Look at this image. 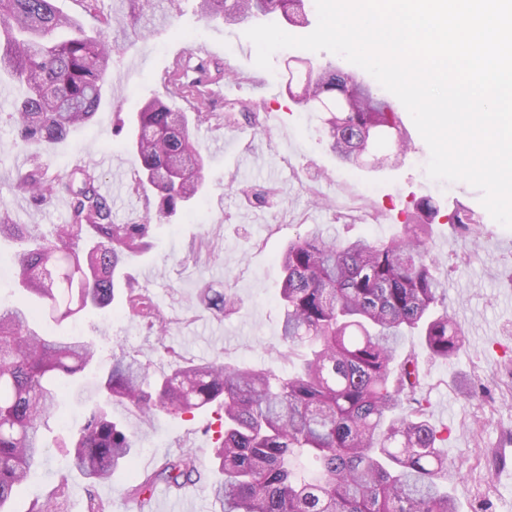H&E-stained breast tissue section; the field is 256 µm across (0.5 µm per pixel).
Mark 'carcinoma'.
<instances>
[{"label":"carcinoma","instance_id":"obj_1","mask_svg":"<svg viewBox=\"0 0 512 512\" xmlns=\"http://www.w3.org/2000/svg\"><path fill=\"white\" fill-rule=\"evenodd\" d=\"M180 0H112V16L94 11L96 34L65 16L56 0H0V77L22 86L15 103L13 146L30 149L29 165L14 187L38 206L58 195L69 215L52 236L18 224L0 207V237L20 242L16 277L22 299L0 308V512L18 486L40 467L44 421L57 403L62 379L83 372L99 343L83 336L53 337L29 319V296L61 324L121 302L158 333L171 319L136 287L126 259L152 248L154 223L189 205L204 187V160L191 123L211 117L197 90L224 74L220 64L191 52L173 61L178 79L165 83L188 109L153 97L136 113L130 139L140 167L131 189L150 191L155 206L140 222L117 223L99 189L101 176L77 165L63 177L43 153L98 112L111 80L118 39H144L170 20ZM306 0H197L206 21L238 24L254 15H278L296 25ZM286 93L326 114L330 151L341 162L386 142L400 164L407 153L398 113L350 72L309 65L289 76ZM440 209L429 199L406 211L400 233L387 240H328L319 229L290 241L280 257L281 338L299 366L288 374L236 366L220 359L191 360L162 346L150 370L136 356L112 355L102 378L106 398L89 407L79 432L60 442L69 466L90 485L109 479L136 447L134 435L112 417L119 402L149 418L157 411L222 412L211 454L222 479L213 484L222 512H457L448 491V461L427 418L416 353L401 352L410 333L430 354L448 359L461 349V332L437 310L442 303L439 261L424 249ZM447 223L477 233L480 217L452 209ZM216 315L235 313L232 295L200 293ZM303 457L308 474L293 462ZM200 475L193 451L146 475L130 495L140 498L158 482L182 487Z\"/></svg>","mask_w":512,"mask_h":512}]
</instances>
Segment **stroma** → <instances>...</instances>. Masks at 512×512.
<instances>
[{
  "instance_id": "stroma-1",
  "label": "stroma",
  "mask_w": 512,
  "mask_h": 512,
  "mask_svg": "<svg viewBox=\"0 0 512 512\" xmlns=\"http://www.w3.org/2000/svg\"><path fill=\"white\" fill-rule=\"evenodd\" d=\"M249 27L246 21L205 22L195 0H182L164 29L113 52L111 97L89 125L71 132L46 157L52 171L62 175L80 164L95 167L111 189L114 219L139 220L144 199L130 188L138 156L119 125L144 100L164 96L158 77L176 52L211 46L214 57L238 75L232 91L215 87L213 116L194 132L206 159L202 193L157 224L152 249L126 264L139 287L171 317L167 333L147 330L115 304L61 326L32 312L31 322L47 334L92 336L101 348L93 366L61 386L56 411L41 428L45 459L16 489L11 512H29L33 502H46L63 479L69 487L66 512H88L93 497L103 500L108 512H142L128 489L188 448L201 471L188 490L199 512H220L210 494L220 478L209 461L218 418L213 408L183 416L159 412L146 420L113 404V416L138 438L134 455L110 481L93 486L65 469L57 443L76 433L87 406L103 398L100 381L113 352L155 364L164 344L188 359L287 369L280 357L279 256L289 240L316 227L329 236L390 239L401 228L404 205L415 196L432 198L444 210L482 208L480 191L468 183L428 177L429 148L401 104L396 110L411 138L402 167L372 171L337 162L322 136V113L308 111L285 93L287 63L310 59L361 78L365 70L339 55L299 48L278 50L271 69L259 68L256 48L245 36ZM18 94L16 86L0 84V203L17 223L37 225L48 234L66 222L68 207L61 197L34 207L14 188L16 172L29 164L28 153L12 145L10 112ZM246 154L258 159V167L239 164ZM426 248L440 261L445 303L463 333V347L449 360L433 359L416 336L405 337L403 348L421 361L427 415L441 432V451L452 461L466 458L462 469L448 473L458 512H512V230L490 219L473 238L456 233L440 217ZM207 285L231 289L239 301L236 312L216 317L204 310L199 292ZM496 456L503 463L495 467Z\"/></svg>"
}]
</instances>
